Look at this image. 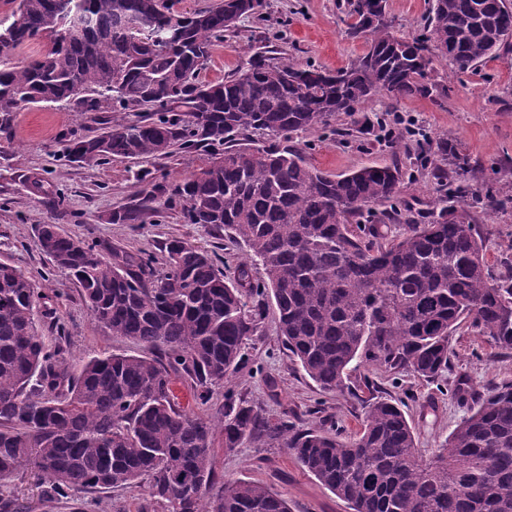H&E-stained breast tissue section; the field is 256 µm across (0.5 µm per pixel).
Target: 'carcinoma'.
<instances>
[{
  "label": "carcinoma",
  "mask_w": 512,
  "mask_h": 512,
  "mask_svg": "<svg viewBox=\"0 0 512 512\" xmlns=\"http://www.w3.org/2000/svg\"><path fill=\"white\" fill-rule=\"evenodd\" d=\"M386 2L372 21L362 0H347L350 35L369 49L346 68L259 55L222 82L199 73L224 32L257 14L251 0L194 12L173 0H19L0 21L1 53L44 45L21 62L0 60V131L28 104L147 108L155 117L72 139L69 155L98 164L211 151L173 186L169 204L187 223L222 228L249 248L228 281L185 239L166 244L159 268L146 252L109 259L57 224L38 225L40 249L75 279L93 320L149 355L110 353L72 367L39 336L47 295L0 262V480L27 470L48 496L78 499L145 479L162 512H290L258 483L215 486L212 420L182 410L172 392L179 376L207 404L243 365L271 305L288 355L326 393L355 395L348 370L358 360L440 378L463 323L512 352V266L491 275L480 225L448 195L418 224L396 207L405 176L397 164L330 176L297 148L235 147L239 136L325 130L378 94L438 100L445 90L430 78L434 56L465 72L512 50V0H432L430 35L411 41L391 34ZM167 26L180 31L177 41H166ZM386 203L393 209L381 216L406 228L375 247L385 233L361 219ZM453 394L475 406L426 460L403 411L375 397L361 400V429L346 438L296 430L228 390L224 448L288 449L351 512H512V382L477 397L460 381Z\"/></svg>",
  "instance_id": "1"
}]
</instances>
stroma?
Returning <instances> with one entry per match:
<instances>
[{
    "label": "stroma",
    "mask_w": 512,
    "mask_h": 512,
    "mask_svg": "<svg viewBox=\"0 0 512 512\" xmlns=\"http://www.w3.org/2000/svg\"><path fill=\"white\" fill-rule=\"evenodd\" d=\"M431 0H387L390 31L401 38H423ZM346 0H263L258 17L238 23L215 43L200 80L215 82L244 70L263 44L276 58L334 71L363 56L365 39L349 34ZM433 78L446 92L439 101L418 96H379L353 113H340L326 131L296 132L291 145L329 175L365 166L399 164L410 178L399 196L401 210L426 222L439 194L433 163L424 161L420 142L385 139L375 127L376 114L400 112L418 119L431 142L446 141L466 162L465 181L473 189L464 207L485 237L492 273L512 263V51L500 52L475 70L451 73L445 60L433 62ZM138 112L101 105L80 111L70 105L36 104L16 112L7 132H0V260L34 279L50 295V311L40 330L48 346H62L74 365L103 353L143 354L137 342L112 335L90 316L79 288L38 245L36 227L56 224L68 235L94 241L103 252L144 250L163 259L172 238H184L214 252L227 278H234L249 250L242 240L203 224L185 223L180 209L167 208L166 194L155 184L169 185L197 172L207 155L175 151L162 159L115 158L92 165L70 161L67 145L76 137H94L114 123L141 120ZM150 180H143V172ZM503 198V206L485 212L480 195ZM149 200L151 215L135 224L119 221V213ZM451 362L443 378L429 382L409 373L392 375L364 364L351 371L352 383H373L376 396L403 401L406 417L423 455L469 414L452 390L467 379L475 392L512 380V353L491 346L486 337L461 327L451 341ZM248 362L227 387H215L210 401L199 404L189 384L176 380L182 407L219 418L225 390L255 404L272 418L288 417L296 428L332 424L357 433L362 408L349 395L326 394L290 360L281 345L275 312H268L259 336L250 341ZM212 471L216 484L243 479L284 495L291 512H351L348 504L326 489L287 449L247 442L234 451L224 448L222 427L213 430ZM0 496L13 512H75L70 500L47 499L28 475H16L0 486ZM146 485L115 488L88 496L85 512H154Z\"/></svg>",
    "instance_id": "35a3bbf8"
}]
</instances>
